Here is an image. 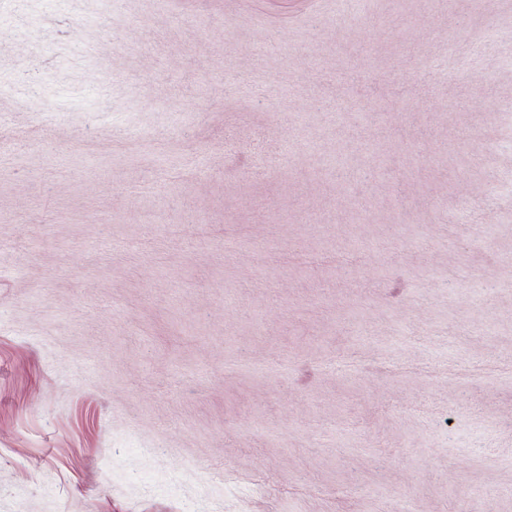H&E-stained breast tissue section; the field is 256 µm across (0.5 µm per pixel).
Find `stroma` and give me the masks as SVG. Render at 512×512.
<instances>
[{"label": "stroma", "mask_w": 512, "mask_h": 512, "mask_svg": "<svg viewBox=\"0 0 512 512\" xmlns=\"http://www.w3.org/2000/svg\"><path fill=\"white\" fill-rule=\"evenodd\" d=\"M511 191L512 0H0V512H512Z\"/></svg>", "instance_id": "stroma-1"}]
</instances>
